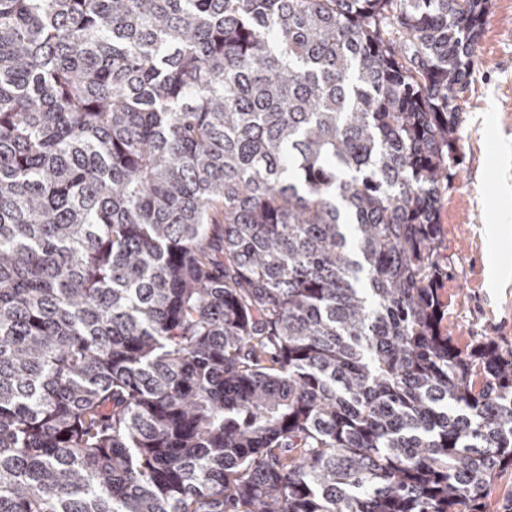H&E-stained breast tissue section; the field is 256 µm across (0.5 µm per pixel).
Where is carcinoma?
Returning a JSON list of instances; mask_svg holds the SVG:
<instances>
[{"instance_id": "carcinoma-1", "label": "carcinoma", "mask_w": 512, "mask_h": 512, "mask_svg": "<svg viewBox=\"0 0 512 512\" xmlns=\"http://www.w3.org/2000/svg\"><path fill=\"white\" fill-rule=\"evenodd\" d=\"M490 0H0V512H483L512 352L442 332Z\"/></svg>"}]
</instances>
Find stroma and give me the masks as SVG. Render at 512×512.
I'll return each instance as SVG.
<instances>
[{"mask_svg":"<svg viewBox=\"0 0 512 512\" xmlns=\"http://www.w3.org/2000/svg\"><path fill=\"white\" fill-rule=\"evenodd\" d=\"M461 123L452 175L439 192L446 275L442 328L467 347L489 338L512 350V0H491L476 47L472 84L460 93ZM499 225L495 239L487 226ZM494 257L507 284L491 287Z\"/></svg>","mask_w":512,"mask_h":512,"instance_id":"1","label":"stroma"}]
</instances>
